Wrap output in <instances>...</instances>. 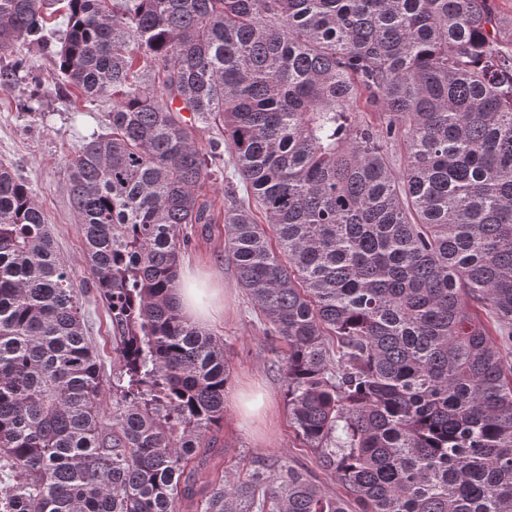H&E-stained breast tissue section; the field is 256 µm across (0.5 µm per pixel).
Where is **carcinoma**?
<instances>
[{
    "mask_svg": "<svg viewBox=\"0 0 512 512\" xmlns=\"http://www.w3.org/2000/svg\"><path fill=\"white\" fill-rule=\"evenodd\" d=\"M54 2L0 0V86L51 50L112 98L67 166L112 410L74 272L1 163L0 512L194 497L230 369L175 290L226 151L224 257L346 495L283 459L206 481L203 512H512V22L490 0H64L54 50Z\"/></svg>",
    "mask_w": 512,
    "mask_h": 512,
    "instance_id": "obj_1",
    "label": "carcinoma"
}]
</instances>
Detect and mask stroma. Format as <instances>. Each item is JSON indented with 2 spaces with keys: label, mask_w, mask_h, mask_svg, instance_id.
Segmentation results:
<instances>
[{
  "label": "stroma",
  "mask_w": 512,
  "mask_h": 512,
  "mask_svg": "<svg viewBox=\"0 0 512 512\" xmlns=\"http://www.w3.org/2000/svg\"><path fill=\"white\" fill-rule=\"evenodd\" d=\"M74 91L61 75L53 55L37 56L30 72H22L0 89V162L9 164L30 185L58 248L82 288L89 334L100 354L101 371L112 373L110 320L85 258L82 234L67 193V163L91 134L105 131L112 103L101 99L75 111ZM191 239L183 263L200 273L204 287L224 291V311L208 327L224 342L230 381L224 403V423L211 431L207 473L210 478L237 481L271 458L284 455L307 472L321 490L342 494V487L298 438L288 413L281 379L284 347L262 332L250 300L238 284L236 271L224 258V227L189 224ZM262 396L267 407L253 420H243L237 407L239 392Z\"/></svg>",
  "instance_id": "1"
}]
</instances>
